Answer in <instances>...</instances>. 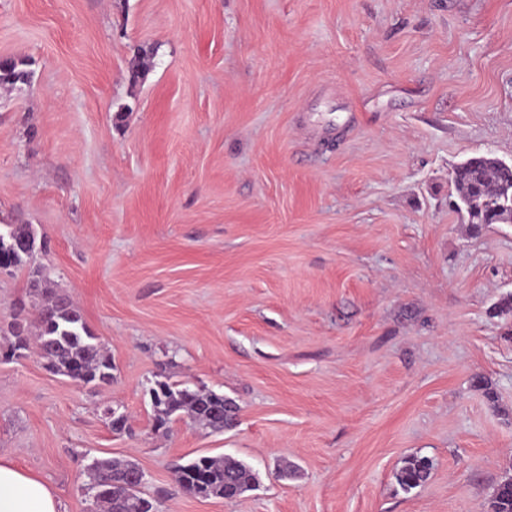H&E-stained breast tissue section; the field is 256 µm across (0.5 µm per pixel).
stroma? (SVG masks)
<instances>
[{
	"label": "stroma",
	"instance_id": "35a3bbf8",
	"mask_svg": "<svg viewBox=\"0 0 512 512\" xmlns=\"http://www.w3.org/2000/svg\"><path fill=\"white\" fill-rule=\"evenodd\" d=\"M0 56L34 71L0 86V225L33 226L115 365L77 384L0 335V453L63 512H95L89 466L118 457L161 512H488L512 224H469L452 172L512 165V0H0ZM26 279L0 273V323L34 318ZM157 380L235 426L154 431ZM203 455L255 489L188 494ZM410 456L432 470L407 491ZM177 482L188 492L201 497L238 498L250 490L256 480L246 464L224 456H201L175 471ZM232 481L235 485H225Z\"/></svg>",
	"mask_w": 512,
	"mask_h": 512
}]
</instances>
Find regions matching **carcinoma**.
<instances>
[{"label":"carcinoma","instance_id":"carcinoma-1","mask_svg":"<svg viewBox=\"0 0 512 512\" xmlns=\"http://www.w3.org/2000/svg\"><path fill=\"white\" fill-rule=\"evenodd\" d=\"M32 62L14 59L0 67V85L12 87L30 82ZM458 198L471 224H482L489 215L488 206L499 209L512 205V166L488 155H476L459 164L453 172ZM38 250L37 238L22 247L16 233L0 232V257L8 261L5 271L27 268V288L32 293L46 292V268L33 264ZM38 353L47 369L55 374L77 377L87 384L112 380L114 366L104 347L95 343L80 313L63 299H50L36 313ZM13 336L11 353L28 347L27 324L15 317L8 324ZM155 430L166 427L171 417L188 413L196 422L222 431L233 424L235 415H224V395L203 388L157 380L151 387ZM137 465L120 458L97 459L92 465L93 499L97 512H160L156 499L135 488L129 480ZM432 464L425 457L408 458L397 474L400 486L408 491L424 484ZM177 482L188 492L201 497L238 498L250 490L256 480L246 464L224 456H201L175 471ZM490 512H512V478L501 481L494 489Z\"/></svg>","mask_w":512,"mask_h":512}]
</instances>
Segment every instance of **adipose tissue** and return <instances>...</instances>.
I'll list each match as a JSON object with an SVG mask.
<instances>
[{
	"label": "adipose tissue",
	"instance_id": "ef3b65f1",
	"mask_svg": "<svg viewBox=\"0 0 512 512\" xmlns=\"http://www.w3.org/2000/svg\"><path fill=\"white\" fill-rule=\"evenodd\" d=\"M0 512H59L54 490L0 455Z\"/></svg>",
	"mask_w": 512,
	"mask_h": 512
}]
</instances>
